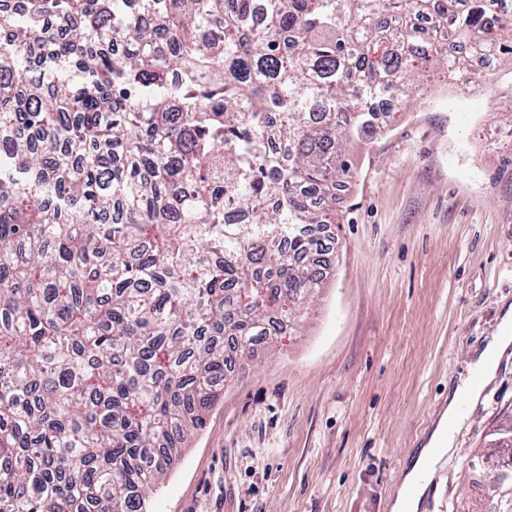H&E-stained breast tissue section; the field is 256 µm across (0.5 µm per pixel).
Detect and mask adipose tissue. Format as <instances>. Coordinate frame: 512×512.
<instances>
[{
	"instance_id": "obj_1",
	"label": "adipose tissue",
	"mask_w": 512,
	"mask_h": 512,
	"mask_svg": "<svg viewBox=\"0 0 512 512\" xmlns=\"http://www.w3.org/2000/svg\"><path fill=\"white\" fill-rule=\"evenodd\" d=\"M512 348V307L508 308L501 319L499 332L492 336L476 356L471 369L482 376L481 386H472L463 382L455 388L449 397L443 411L442 420L438 422L429 436L430 443L442 445L445 451H452L454 439L451 431L447 430V421H461L464 417L463 403L474 404L479 401L484 385L490 384L496 377L498 362L501 356Z\"/></svg>"
}]
</instances>
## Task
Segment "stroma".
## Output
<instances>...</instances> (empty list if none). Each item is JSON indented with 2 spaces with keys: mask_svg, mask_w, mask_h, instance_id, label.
Here are the masks:
<instances>
[{
  "mask_svg": "<svg viewBox=\"0 0 512 512\" xmlns=\"http://www.w3.org/2000/svg\"><path fill=\"white\" fill-rule=\"evenodd\" d=\"M490 81L421 72L357 149L327 278L292 333L257 346L150 512H391L451 389L512 304V57ZM512 418V349L453 430L419 512L482 499L467 469Z\"/></svg>",
  "mask_w": 512,
  "mask_h": 512,
  "instance_id": "stroma-1",
  "label": "stroma"
}]
</instances>
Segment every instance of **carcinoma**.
I'll return each instance as SVG.
<instances>
[{"label":"carcinoma","instance_id":"1","mask_svg":"<svg viewBox=\"0 0 512 512\" xmlns=\"http://www.w3.org/2000/svg\"><path fill=\"white\" fill-rule=\"evenodd\" d=\"M431 5L512 54L507 0L0 7V512H149L229 360L320 287L374 101L448 68ZM492 457L469 468L497 508Z\"/></svg>","mask_w":512,"mask_h":512}]
</instances>
